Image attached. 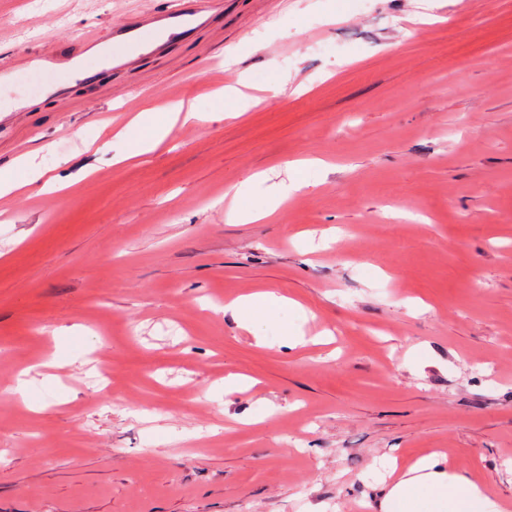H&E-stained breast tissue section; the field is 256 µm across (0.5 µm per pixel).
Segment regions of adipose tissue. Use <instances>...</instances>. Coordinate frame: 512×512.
<instances>
[{"label":"adipose tissue","mask_w":512,"mask_h":512,"mask_svg":"<svg viewBox=\"0 0 512 512\" xmlns=\"http://www.w3.org/2000/svg\"><path fill=\"white\" fill-rule=\"evenodd\" d=\"M186 124L205 122L204 113L193 106L177 103L161 112L144 108L124 129L119 138L127 143L126 151L115 154V161H125L159 149L173 120ZM290 298L273 291L242 295L225 304L240 327L252 323L273 309L290 305ZM409 477L396 481L384 501V512H506L507 502L492 499L484 489L459 474L441 467L438 454L419 458L409 468Z\"/></svg>","instance_id":"1"}]
</instances>
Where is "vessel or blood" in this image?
<instances>
[{
	"label": "vessel or blood",
	"mask_w": 512,
	"mask_h": 512,
	"mask_svg": "<svg viewBox=\"0 0 512 512\" xmlns=\"http://www.w3.org/2000/svg\"><path fill=\"white\" fill-rule=\"evenodd\" d=\"M209 18L205 0H178L172 8L112 25L106 38L88 35L70 48L24 57L23 63L36 68L65 66L72 78L93 86L100 72L88 59L102 45L110 46L113 67L124 68L131 63L132 52L145 55L168 43L189 39Z\"/></svg>",
	"instance_id": "b4317fda"
}]
</instances>
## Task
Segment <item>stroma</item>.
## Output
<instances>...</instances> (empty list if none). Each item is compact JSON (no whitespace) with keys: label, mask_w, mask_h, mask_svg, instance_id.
I'll return each instance as SVG.
<instances>
[{"label":"stroma","mask_w":512,"mask_h":512,"mask_svg":"<svg viewBox=\"0 0 512 512\" xmlns=\"http://www.w3.org/2000/svg\"><path fill=\"white\" fill-rule=\"evenodd\" d=\"M173 3L0 0V64ZM419 6L223 0L96 87L0 79V168L44 173L0 197V512H383L433 449L512 503V0ZM183 100L208 121L113 163L133 116ZM300 158L272 219L227 222ZM259 290L301 307L220 312ZM298 329L335 342L281 348ZM237 85H228L224 87V116L225 118H236L241 115L242 110L247 103V95L238 87H247L245 79L240 76L236 82Z\"/></svg>","instance_id":"35a3bbf8"}]
</instances>
